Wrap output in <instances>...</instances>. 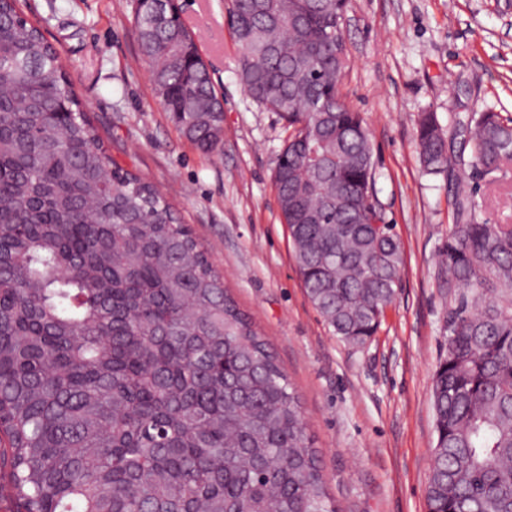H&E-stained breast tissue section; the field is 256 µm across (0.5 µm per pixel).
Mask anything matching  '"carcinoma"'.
I'll use <instances>...</instances> for the list:
<instances>
[{
    "label": "carcinoma",
    "mask_w": 512,
    "mask_h": 512,
    "mask_svg": "<svg viewBox=\"0 0 512 512\" xmlns=\"http://www.w3.org/2000/svg\"><path fill=\"white\" fill-rule=\"evenodd\" d=\"M0 0V460L23 512H339L301 399L189 228L112 162L59 50ZM248 96L291 134L274 174L305 292L363 346L401 281L374 204L365 118L341 97L348 0H225ZM152 83L204 153L224 109L174 0H135ZM451 150L434 112L416 143L448 171L456 220L436 278L456 300L433 376L427 512H512V224L472 215L460 166L512 164V117L470 112ZM471 148L470 160L464 149Z\"/></svg>",
    "instance_id": "obj_1"
}]
</instances>
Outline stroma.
Here are the masks:
<instances>
[{
    "mask_svg": "<svg viewBox=\"0 0 512 512\" xmlns=\"http://www.w3.org/2000/svg\"><path fill=\"white\" fill-rule=\"evenodd\" d=\"M175 3L224 100L223 141L211 154L160 104L133 0H22V12L60 50L113 161L175 207L269 342L342 512H427L431 387L449 306L436 279L438 246L455 213L447 174H426L420 163L417 122L436 113L449 135L468 112L512 116V0H349L341 93L368 123L374 199L404 257L395 300L361 347L331 333L300 281L273 183L289 131L238 81L224 0ZM470 185L478 220L512 224V166Z\"/></svg>",
    "mask_w": 512,
    "mask_h": 512,
    "instance_id": "stroma-1",
    "label": "stroma"
}]
</instances>
